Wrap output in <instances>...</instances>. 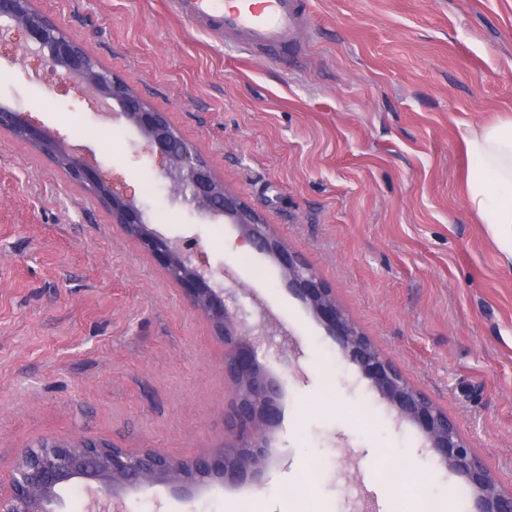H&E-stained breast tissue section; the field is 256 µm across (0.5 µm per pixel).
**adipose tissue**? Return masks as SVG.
<instances>
[{
  "instance_id": "1",
  "label": "adipose tissue",
  "mask_w": 512,
  "mask_h": 512,
  "mask_svg": "<svg viewBox=\"0 0 512 512\" xmlns=\"http://www.w3.org/2000/svg\"><path fill=\"white\" fill-rule=\"evenodd\" d=\"M463 140L476 164L467 181L469 207L512 263V116L468 128Z\"/></svg>"
}]
</instances>
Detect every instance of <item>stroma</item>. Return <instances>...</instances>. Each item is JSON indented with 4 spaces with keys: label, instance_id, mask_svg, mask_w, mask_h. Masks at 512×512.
Segmentation results:
<instances>
[{
    "label": "stroma",
    "instance_id": "35a3bbf8",
    "mask_svg": "<svg viewBox=\"0 0 512 512\" xmlns=\"http://www.w3.org/2000/svg\"><path fill=\"white\" fill-rule=\"evenodd\" d=\"M294 46L241 50L172 0H38L129 81L512 488V266L470 212L463 128L512 115V0H299ZM0 106L131 189L154 229L229 269L252 314L292 334L264 361L280 423L255 477L191 496L128 490L121 512H474L457 475L397 419L230 224L200 223L145 140L62 70L0 39ZM109 129L105 139L92 129ZM224 342L106 206L0 129V475L43 440L93 438L190 461L234 444ZM408 483L388 494L382 474Z\"/></svg>",
    "mask_w": 512,
    "mask_h": 512
}]
</instances>
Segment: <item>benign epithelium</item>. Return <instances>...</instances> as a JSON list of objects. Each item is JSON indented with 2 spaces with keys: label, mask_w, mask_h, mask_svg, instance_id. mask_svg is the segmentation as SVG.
I'll return each instance as SVG.
<instances>
[{
  "label": "benign epithelium",
  "mask_w": 512,
  "mask_h": 512,
  "mask_svg": "<svg viewBox=\"0 0 512 512\" xmlns=\"http://www.w3.org/2000/svg\"><path fill=\"white\" fill-rule=\"evenodd\" d=\"M34 2L0 0V32L22 31L24 55L50 61L90 96L115 102L152 153L165 162L164 176L174 185L176 197L205 219L236 225L245 242L279 266L284 287L324 325L342 355L400 417L419 428L438 463L463 478L475 497L477 512H512V489L498 485L448 413L381 355L338 305L332 290L274 234L263 214L224 187L208 163L172 129L164 113L100 65ZM2 127L50 159H62L69 177L97 196L111 210L114 223L157 258L193 309L224 339V368L237 386L238 398L233 424L236 443L189 462L155 452L132 453L91 438L73 443L46 440L25 448L9 476V492L0 493V512H63L60 491L77 479L95 494L113 500L128 489L158 483L186 495L210 481H242L257 473L266 459L269 436L279 423L282 393L280 381L267 373L259 359V349L269 340L270 318L261 314L253 320L239 303L229 308L224 281L195 264L196 244L157 233L150 227L147 211L133 197L113 191L76 151L49 140L21 113L4 107H0Z\"/></svg>",
  "instance_id": "benign-epithelium-1"
}]
</instances>
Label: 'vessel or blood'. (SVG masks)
Instances as JSON below:
<instances>
[{"mask_svg": "<svg viewBox=\"0 0 512 512\" xmlns=\"http://www.w3.org/2000/svg\"><path fill=\"white\" fill-rule=\"evenodd\" d=\"M174 6L188 22L233 36L246 47L293 44L299 28L295 0H174Z\"/></svg>", "mask_w": 512, "mask_h": 512, "instance_id": "b4317fda", "label": "vessel or blood"}]
</instances>
